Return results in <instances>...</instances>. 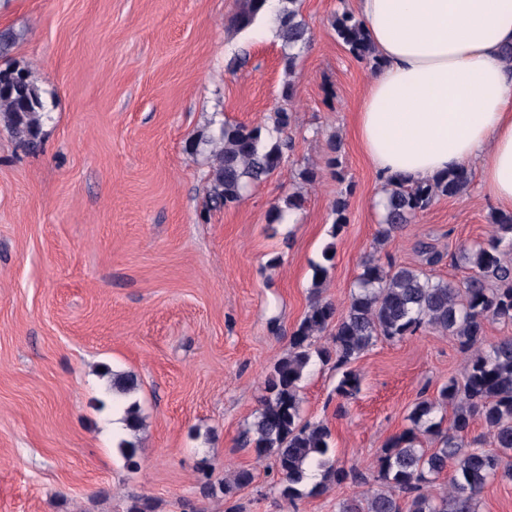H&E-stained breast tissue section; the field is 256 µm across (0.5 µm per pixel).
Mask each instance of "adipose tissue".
Listing matches in <instances>:
<instances>
[{
  "mask_svg": "<svg viewBox=\"0 0 512 512\" xmlns=\"http://www.w3.org/2000/svg\"><path fill=\"white\" fill-rule=\"evenodd\" d=\"M380 66L356 116L380 182L478 167L512 210V0H356Z\"/></svg>",
  "mask_w": 512,
  "mask_h": 512,
  "instance_id": "obj_1",
  "label": "adipose tissue"
}]
</instances>
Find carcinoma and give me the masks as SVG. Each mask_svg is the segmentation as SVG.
Returning a JSON list of instances; mask_svg holds the SVG:
<instances>
[{"label": "carcinoma", "instance_id": "carcinoma-1", "mask_svg": "<svg viewBox=\"0 0 512 512\" xmlns=\"http://www.w3.org/2000/svg\"><path fill=\"white\" fill-rule=\"evenodd\" d=\"M268 0H242L229 27L242 31L265 11ZM277 20L280 37L288 53L285 71L295 73L296 62L309 46L308 27L298 7L299 0H280ZM338 39L354 58L377 67L363 22L344 9L330 20ZM295 94L293 81L282 86L284 105L269 124L220 123L216 131L191 144L196 151L209 149L208 205L201 220L213 210L239 204L248 189L272 175L288 160L294 140L288 133L292 111L286 107ZM48 118L39 88L24 69H0V126L21 145L35 148L44 119ZM471 172L460 167L432 183L407 185L390 181L385 186L386 202L379 222V235L388 240L434 201L467 192ZM303 205L300 192L273 207L268 231L277 234L290 211ZM347 195L333 202L330 236L336 237L348 221ZM492 235L459 251L457 259L469 266L472 275L461 283L434 280L423 269L382 262L370 254L361 263L349 300L342 313L335 305L317 298L290 336L288 350L277 360L265 379L264 396L251 427L240 445L253 447L257 456L270 457L280 475V495L290 502L302 496L300 486L313 476L314 488L326 490L346 480L378 489L337 503L336 512H477L478 496L495 481H512V336L486 343L490 322H512V212L492 215ZM335 257V243L322 250V261L313 264V288L326 282ZM433 327L452 337L465 354L462 378L451 379L438 396L419 397L411 409L410 427L389 439L380 449L376 470L367 476L346 468L335 459L332 432L322 422H304L300 416L301 383L317 366L334 364L341 377L336 395L350 399L361 390L360 375L350 365L380 339L399 341L423 327ZM327 333L332 345L318 343ZM108 390L125 397L137 387L130 372L106 370ZM452 407L450 426L443 427L439 410ZM483 419L494 450L488 451L478 437H470L474 417ZM126 428L142 427L137 403L126 408ZM430 435L433 448L423 446L419 435ZM254 474L238 469L217 483L207 481L203 494L231 498L250 485Z\"/></svg>", "mask_w": 512, "mask_h": 512}]
</instances>
